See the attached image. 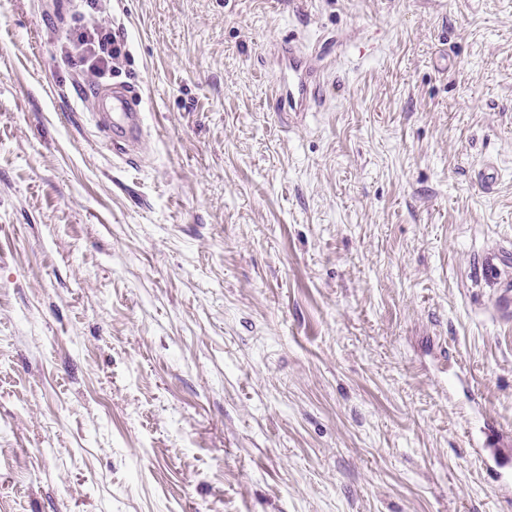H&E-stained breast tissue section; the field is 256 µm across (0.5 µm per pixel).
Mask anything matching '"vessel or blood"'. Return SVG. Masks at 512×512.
Listing matches in <instances>:
<instances>
[{
    "instance_id": "obj_1",
    "label": "vessel or blood",
    "mask_w": 512,
    "mask_h": 512,
    "mask_svg": "<svg viewBox=\"0 0 512 512\" xmlns=\"http://www.w3.org/2000/svg\"><path fill=\"white\" fill-rule=\"evenodd\" d=\"M287 55L288 71L280 81V96L289 111L296 113L317 103L320 80L306 71L299 47L289 46ZM91 96L97 105L92 114L96 126L115 151L128 153L144 134L145 113L140 97L124 84L95 87ZM471 444L487 451L493 462L490 474L494 482L502 486L512 484V444L505 442L493 425H485Z\"/></svg>"
}]
</instances>
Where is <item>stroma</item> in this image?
Wrapping results in <instances>:
<instances>
[{"label": "stroma", "instance_id": "35a3bbf8", "mask_svg": "<svg viewBox=\"0 0 512 512\" xmlns=\"http://www.w3.org/2000/svg\"><path fill=\"white\" fill-rule=\"evenodd\" d=\"M77 26L126 45L134 161ZM490 255L512 0H0V512H512L469 445L512 432ZM288 73L280 81L281 100L288 103V112H301L316 104L320 98V80L310 75L304 65L299 47L288 44ZM90 97L97 104L92 113L96 126L115 151L128 154L144 134L145 113L141 97L124 84L95 87Z\"/></svg>", "mask_w": 512, "mask_h": 512}]
</instances>
